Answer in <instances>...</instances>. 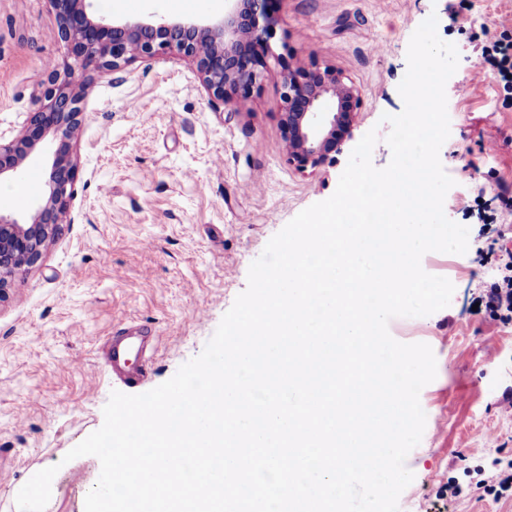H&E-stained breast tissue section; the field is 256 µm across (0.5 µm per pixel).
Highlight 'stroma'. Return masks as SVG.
Wrapping results in <instances>:
<instances>
[{
  "label": "stroma",
  "mask_w": 512,
  "mask_h": 512,
  "mask_svg": "<svg viewBox=\"0 0 512 512\" xmlns=\"http://www.w3.org/2000/svg\"><path fill=\"white\" fill-rule=\"evenodd\" d=\"M224 0H138L121 13L171 18L222 15ZM269 40V75L227 105L175 54L95 77L75 134L76 194L60 233L0 299V512L35 473L59 471L45 512H85L101 465L66 453L103 424L112 391L140 394L200 354L247 287L250 264L299 212L329 198L362 137L377 130L375 167H386L398 85L417 27L436 16L437 34L459 64L446 84L450 136L440 161L453 179L444 212L469 229L465 254L426 253L425 272L451 281L448 307L390 320L402 343L428 344L437 376L420 392L426 426L406 458L414 479L399 512H512L494 499L480 469L512 460V320L478 307L502 270L488 243L503 222L495 188H512V108L479 60L483 29L512 18V0H280ZM64 44L49 0H0V141L14 139L37 105ZM330 67L359 90L340 153L315 168L288 161L279 124L283 64ZM47 151L10 180L0 206L28 218ZM155 341L145 378H114L104 344L126 326ZM462 485L454 498L449 484Z\"/></svg>",
  "instance_id": "obj_1"
}]
</instances>
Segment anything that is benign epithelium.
<instances>
[{
	"label": "benign epithelium",
	"mask_w": 512,
	"mask_h": 512,
	"mask_svg": "<svg viewBox=\"0 0 512 512\" xmlns=\"http://www.w3.org/2000/svg\"><path fill=\"white\" fill-rule=\"evenodd\" d=\"M224 15L207 22L150 16L108 19L87 11V0H51L66 55L62 71L51 75L27 126L0 143V180L12 177L47 137L56 141L43 192L26 222L0 212V299L12 278L36 264L61 230L75 195L78 164L72 135L81 122L80 103L91 95L89 70L106 74L137 60L175 53L196 64L199 79L226 104L249 95L266 77L267 39L278 24V0H225ZM280 125L289 162L299 169L321 165L350 133L359 103L357 88L336 70H287L282 73ZM337 110L319 111L324 96Z\"/></svg>",
	"instance_id": "1"
}]
</instances>
